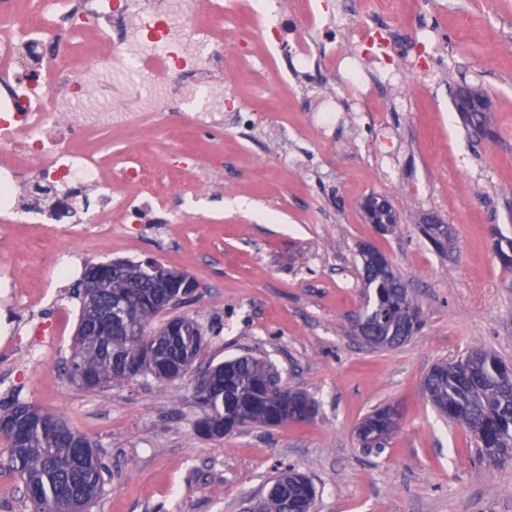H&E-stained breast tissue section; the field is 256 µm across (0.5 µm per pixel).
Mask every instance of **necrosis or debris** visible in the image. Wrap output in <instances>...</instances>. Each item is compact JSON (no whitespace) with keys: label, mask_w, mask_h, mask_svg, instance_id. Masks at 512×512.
<instances>
[{"label":"necrosis or debris","mask_w":512,"mask_h":512,"mask_svg":"<svg viewBox=\"0 0 512 512\" xmlns=\"http://www.w3.org/2000/svg\"><path fill=\"white\" fill-rule=\"evenodd\" d=\"M320 0H38L34 10H0V236L14 225L60 241L54 263L72 270L75 225L111 234L113 225L140 224L159 203L140 195L148 177L140 162L125 167L122 191L96 157L92 138L126 131L173 109L191 113L193 129L224 122L234 108L247 131L275 126L261 100L243 95L224 76V60L268 66V87L295 72L336 76L310 126L331 125L341 100L354 99L360 120L381 123L379 94L387 84L434 61L420 38L398 52L372 19L378 0L333 17ZM248 22L224 51V15ZM100 208L89 209L88 195Z\"/></svg>","instance_id":"1"}]
</instances>
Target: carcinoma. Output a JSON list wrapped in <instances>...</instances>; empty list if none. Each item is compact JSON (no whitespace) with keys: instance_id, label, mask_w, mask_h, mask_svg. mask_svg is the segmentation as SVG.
Returning <instances> with one entry per match:
<instances>
[{"instance_id":"cac0c4a2","label":"carcinoma","mask_w":512,"mask_h":512,"mask_svg":"<svg viewBox=\"0 0 512 512\" xmlns=\"http://www.w3.org/2000/svg\"><path fill=\"white\" fill-rule=\"evenodd\" d=\"M423 232L444 253L454 244L449 228L426 224ZM363 281L373 289L374 299L367 316L384 312L387 321L368 326L364 340L375 347L404 344L423 326L420 310L402 277L391 273L388 280L379 279L368 256L384 259L373 248H361ZM496 256L505 267L512 266V238L501 237ZM130 261L112 262V289L104 287L96 266L84 273L78 332L74 336L73 355L68 374L77 382L79 372L90 391L123 386L139 376L151 375L161 380L171 369L192 367L202 351L204 335L201 327L188 315H175L162 321V314L177 309L187 300L158 302L159 289L147 276L130 278ZM100 304L112 303L137 316V322L125 329L101 334L97 311L89 297ZM466 355L474 360L463 366L446 361L432 366L425 393L437 411L449 421L468 429L481 457L496 445L512 447V377L504 376L502 361L484 349H471ZM142 360L140 374L127 370L129 362ZM281 375L271 360L252 355L228 359L200 371L196 385L197 405L201 416L195 430L205 427L212 438L231 435L248 424H267V418L282 416L278 424L304 422L311 418L308 410L316 409L315 401L303 392H284ZM390 408L378 407L366 415L358 439L364 448L381 449L395 432L389 427ZM8 461L23 481L34 512H68L69 499H74L78 512L90 506L112 485V469L98 450L60 415L16 401L0 415ZM294 468L281 471L273 480L266 497L254 508L257 512H290L293 502L286 485L294 480Z\"/></svg>"}]
</instances>
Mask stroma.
<instances>
[{
    "mask_svg": "<svg viewBox=\"0 0 512 512\" xmlns=\"http://www.w3.org/2000/svg\"><path fill=\"white\" fill-rule=\"evenodd\" d=\"M421 37L444 69L421 79L407 104L384 114L391 133L357 125L346 102L324 136L308 120L334 80L309 72L269 103L284 130L244 146L234 114L219 131L196 133L176 111L139 128L99 134L113 169L125 141L141 144L152 190L166 203L144 224L76 240L85 264L149 259L185 272L197 288L183 311L205 332L200 358L218 364L270 359L285 387L312 396L308 421L248 427L221 439L197 434L195 374L142 377L106 391L71 383L80 301L47 258L53 238L15 226L0 261L23 287L54 284V303L19 311L0 303V411L23 401L62 415L101 450L112 486L91 512H244L265 496L277 469L306 472L315 512H512V462L478 455L465 428L443 418L422 383L437 362L482 348L512 365V267L495 256L512 237V0H433ZM483 91L496 136L477 141L452 104L456 86ZM386 197L399 222L380 233L360 207ZM425 224L450 225L456 244L439 254ZM382 253L411 285L424 325L394 348L356 335L365 310L360 250ZM391 405L400 425L382 452H363L357 423Z\"/></svg>",
    "mask_w": 512,
    "mask_h": 512,
    "instance_id": "stroma-1",
    "label": "stroma"
}]
</instances>
